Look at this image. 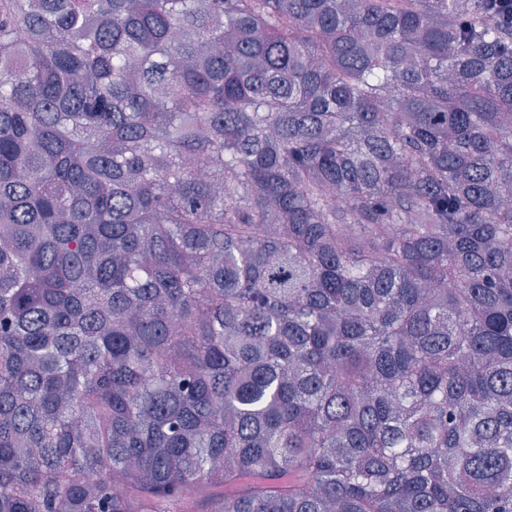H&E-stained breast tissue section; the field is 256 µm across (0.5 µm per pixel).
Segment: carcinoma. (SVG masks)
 I'll list each match as a JSON object with an SVG mask.
<instances>
[{
  "label": "carcinoma",
  "instance_id": "obj_1",
  "mask_svg": "<svg viewBox=\"0 0 512 512\" xmlns=\"http://www.w3.org/2000/svg\"><path fill=\"white\" fill-rule=\"evenodd\" d=\"M0 512H512L493 0H0Z\"/></svg>",
  "mask_w": 512,
  "mask_h": 512
}]
</instances>
